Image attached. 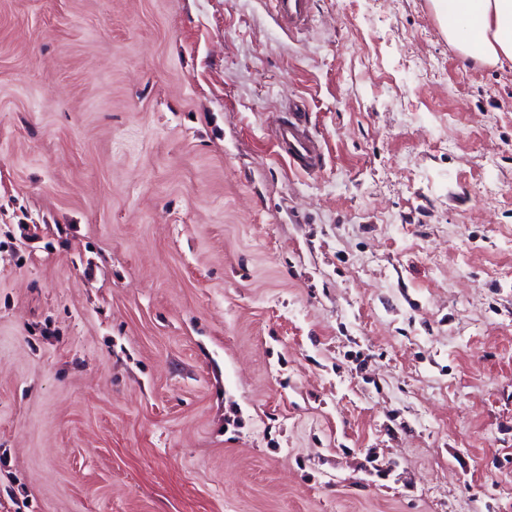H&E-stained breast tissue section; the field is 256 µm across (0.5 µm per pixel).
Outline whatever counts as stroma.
<instances>
[{"instance_id": "35a3bbf8", "label": "stroma", "mask_w": 512, "mask_h": 512, "mask_svg": "<svg viewBox=\"0 0 512 512\" xmlns=\"http://www.w3.org/2000/svg\"><path fill=\"white\" fill-rule=\"evenodd\" d=\"M0 512H512V67L431 0H0ZM273 10L288 31H298L307 26L310 0H269ZM288 122L276 129V138L282 155L290 167L304 172L318 170L323 157L318 144L307 134L301 112H291Z\"/></svg>"}]
</instances>
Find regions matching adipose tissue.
Here are the masks:
<instances>
[{
	"label": "adipose tissue",
	"instance_id": "1",
	"mask_svg": "<svg viewBox=\"0 0 512 512\" xmlns=\"http://www.w3.org/2000/svg\"><path fill=\"white\" fill-rule=\"evenodd\" d=\"M448 41L479 64L512 65V0H433Z\"/></svg>",
	"mask_w": 512,
	"mask_h": 512
}]
</instances>
